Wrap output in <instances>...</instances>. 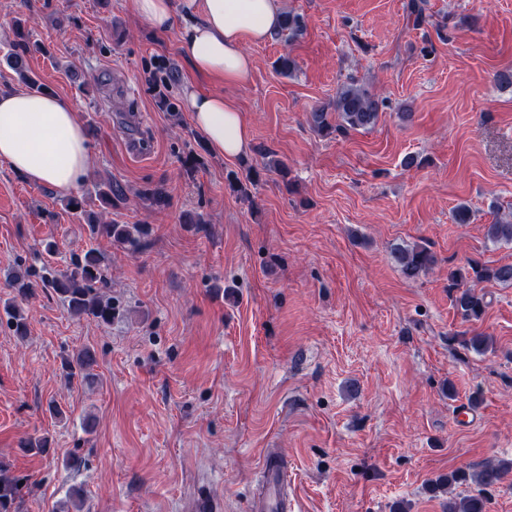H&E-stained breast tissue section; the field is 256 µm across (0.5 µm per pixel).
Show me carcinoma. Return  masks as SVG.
<instances>
[{"label":"carcinoma","instance_id":"carcinoma-1","mask_svg":"<svg viewBox=\"0 0 512 512\" xmlns=\"http://www.w3.org/2000/svg\"><path fill=\"white\" fill-rule=\"evenodd\" d=\"M301 32L300 17L286 12L276 35L289 38L297 37ZM28 53L27 45L19 41L13 45L6 57V63L14 69L21 81L33 92L47 91V87L30 77L24 67V56ZM385 107L384 100L374 90L350 78L338 85L336 94L327 102L315 107L309 113L308 122L312 130L321 137L345 136L352 131L374 128ZM98 200L100 206L108 210L125 201L126 191L119 183L99 182L95 185V197L85 194L72 195L66 199L68 211L82 218L92 237L106 238L118 246H127L133 250L139 248L142 240L149 235L145 224H115L98 218L90 210V201ZM487 237L494 243L512 244V211L496 214L492 224L487 227ZM391 260L408 279H415L425 273L435 263L432 252L421 245H401L393 247ZM449 287L456 290L454 306L462 319L478 321L486 311L488 302L485 294L477 290L482 282H496L512 285V264L497 266L482 265L471 262L466 267H457L448 271ZM43 288L52 289L64 302L70 316L77 319H89L100 325L110 326L115 320L126 315V310L119 307L108 293L110 280L107 274L105 255L96 248H89L71 259L64 271L39 276ZM14 291L11 301L3 305L6 325L17 338L28 334L27 318L22 313L19 302L27 300L34 294L36 283L31 280L29 271L16 272L9 280ZM97 365L94 349L85 346L73 357L63 358V368L71 380L77 378L83 383L95 382L93 373ZM51 440L47 436L25 439L20 448L38 454L50 450ZM512 470V463L506 461H486L473 473L456 470L439 477L430 484L434 494L448 495L446 512H485L486 490L500 484ZM475 486V493L456 495L453 488L466 481ZM24 487L20 477L6 474L0 467V512H17V503Z\"/></svg>","mask_w":512,"mask_h":512}]
</instances>
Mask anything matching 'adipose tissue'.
Here are the masks:
<instances>
[{
	"instance_id": "ef3b65f1",
	"label": "adipose tissue",
	"mask_w": 512,
	"mask_h": 512,
	"mask_svg": "<svg viewBox=\"0 0 512 512\" xmlns=\"http://www.w3.org/2000/svg\"><path fill=\"white\" fill-rule=\"evenodd\" d=\"M130 6L154 34H177L179 53L194 72L228 85L250 78L254 62L245 43L269 39L282 15L279 0H130ZM184 99L213 152L236 157L247 150L250 131L230 98L189 86ZM0 161L30 183L76 193L94 159L75 104L56 94L0 91Z\"/></svg>"
}]
</instances>
